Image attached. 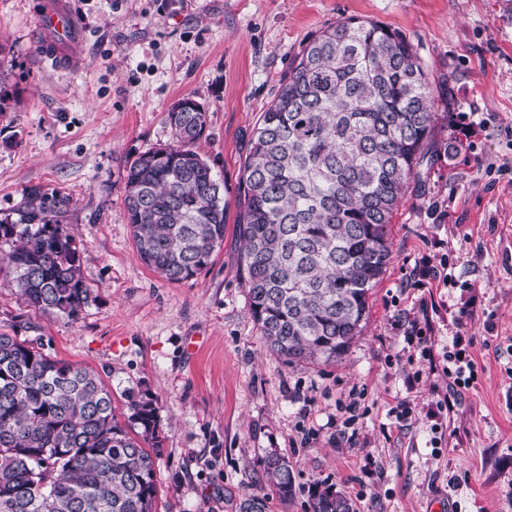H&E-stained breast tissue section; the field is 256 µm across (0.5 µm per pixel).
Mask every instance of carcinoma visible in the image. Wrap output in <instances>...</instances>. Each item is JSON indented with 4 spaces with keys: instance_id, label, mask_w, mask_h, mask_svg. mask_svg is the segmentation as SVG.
<instances>
[{
    "instance_id": "cac0c4a2",
    "label": "carcinoma",
    "mask_w": 512,
    "mask_h": 512,
    "mask_svg": "<svg viewBox=\"0 0 512 512\" xmlns=\"http://www.w3.org/2000/svg\"><path fill=\"white\" fill-rule=\"evenodd\" d=\"M172 143L128 169L124 207L142 261L188 281L224 245V200L191 145L207 110L183 97ZM437 120L412 44L355 18L310 36L280 79L242 163L240 273L261 336L284 362L334 360L368 314L390 264L388 224L429 159ZM69 199L34 190L15 223L9 286L28 306L70 321L88 305L74 237L57 217ZM162 437L156 408L132 401L125 421L98 374L55 359L37 339L0 332V512H155ZM265 471L279 497L294 475L276 453ZM312 512H353L329 488Z\"/></svg>"
}]
</instances>
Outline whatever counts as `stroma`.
<instances>
[{"label": "stroma", "mask_w": 512, "mask_h": 512, "mask_svg": "<svg viewBox=\"0 0 512 512\" xmlns=\"http://www.w3.org/2000/svg\"><path fill=\"white\" fill-rule=\"evenodd\" d=\"M46 3L0 0V221H17L33 188L68 198L59 222L92 300L73 323L42 314L1 272L0 332L96 371L117 413L153 403L164 438L157 512H240L252 495L267 512H310L318 487L355 512H512V0H70L82 23L73 72L40 50ZM350 17L414 45L439 116L435 144L459 151L422 165L401 200L393 259L348 351L290 365L248 311L241 162L303 43ZM185 96L209 112L193 148L224 187V244L200 275L172 283L137 253L125 176L171 143L167 113ZM443 258L451 282L413 285L416 269ZM457 336L477 380L434 418ZM401 400L404 421L391 412ZM353 401L359 419L345 437ZM272 451L294 469L292 498L266 480Z\"/></svg>", "instance_id": "stroma-1"}]
</instances>
